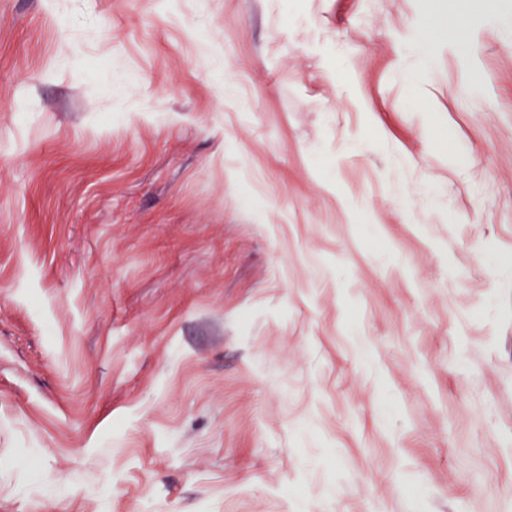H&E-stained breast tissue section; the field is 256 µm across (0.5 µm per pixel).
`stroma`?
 <instances>
[{
	"label": "stroma",
	"mask_w": 512,
	"mask_h": 512,
	"mask_svg": "<svg viewBox=\"0 0 512 512\" xmlns=\"http://www.w3.org/2000/svg\"><path fill=\"white\" fill-rule=\"evenodd\" d=\"M509 254L512 0H0V512H512ZM415 47L420 60L425 61L428 58L431 47L440 39L448 40V44H455L457 36L455 31L454 22L448 20V26L441 30H437L431 22L428 15L425 21L419 23L415 27Z\"/></svg>",
	"instance_id": "stroma-1"
}]
</instances>
